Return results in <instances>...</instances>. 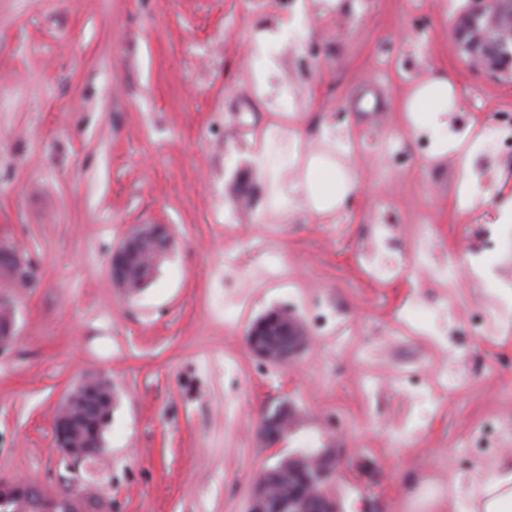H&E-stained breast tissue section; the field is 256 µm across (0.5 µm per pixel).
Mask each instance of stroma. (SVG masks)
<instances>
[{"label":"stroma","mask_w":512,"mask_h":512,"mask_svg":"<svg viewBox=\"0 0 512 512\" xmlns=\"http://www.w3.org/2000/svg\"><path fill=\"white\" fill-rule=\"evenodd\" d=\"M424 0H0V237L35 261L0 352V479L66 494L89 488L105 512H245L260 470L322 447L316 415L341 420L329 491L342 512H449L454 478L512 448V336L484 342L479 311L512 314V161L479 152L483 113H512V78L479 75L456 53L449 2ZM300 20L302 39L267 41ZM282 73L259 89L263 57ZM446 79L445 123L411 114L413 92ZM334 154L361 175L343 206L273 208L258 163L299 174L286 147ZM465 144L497 229L481 230L448 191ZM386 219L400 249L430 244L405 278L366 277L358 259ZM135 224L168 225L153 282L123 299L113 247ZM342 233H333V225ZM240 258L235 285L224 259ZM450 309L448 344L417 334ZM330 306L341 330L315 320ZM281 308L310 342L287 365L253 356L247 331ZM117 403L95 457L66 459L56 409L85 376ZM431 400L416 403L415 385ZM290 402L282 447L256 425ZM487 428L483 441L475 426Z\"/></svg>","instance_id":"1"}]
</instances>
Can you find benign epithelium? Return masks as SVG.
Wrapping results in <instances>:
<instances>
[{
    "instance_id": "obj_1",
    "label": "benign epithelium",
    "mask_w": 512,
    "mask_h": 512,
    "mask_svg": "<svg viewBox=\"0 0 512 512\" xmlns=\"http://www.w3.org/2000/svg\"><path fill=\"white\" fill-rule=\"evenodd\" d=\"M456 50L485 75L512 76V0H469L468 8L453 22ZM152 225L135 224L113 249L109 272L112 283L124 297L139 293L129 280L125 265L150 236ZM0 280L18 288L34 287L32 260L21 247L0 239ZM16 336L15 305L8 295H0V352L9 348ZM308 340L303 323L286 310H274L252 323L247 333L250 351L259 359L277 365L292 361ZM112 403V381L89 375L70 390L59 404L54 420V438L72 460L96 455L103 447L99 431L84 430L88 422H98L102 403ZM294 431V416L286 405L262 415L256 435L260 443L273 447ZM339 455L335 443L314 452H293L278 464L264 469L256 478L246 512H268L270 496L281 488L294 494L295 512H341L340 503L324 491L336 475ZM0 512H99L95 496L82 489L64 496L50 495L35 485L5 483L0 480Z\"/></svg>"
}]
</instances>
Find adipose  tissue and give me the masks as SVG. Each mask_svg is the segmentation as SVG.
Returning a JSON list of instances; mask_svg holds the SVG:
<instances>
[{
  "mask_svg": "<svg viewBox=\"0 0 512 512\" xmlns=\"http://www.w3.org/2000/svg\"><path fill=\"white\" fill-rule=\"evenodd\" d=\"M269 190L276 203L302 199L310 208L327 212L338 208L358 187L353 168L333 163L320 155L309 156L294 181L283 179L278 171H266ZM458 512H512V449H507L490 471L470 481V487L457 501Z\"/></svg>",
  "mask_w": 512,
  "mask_h": 512,
  "instance_id": "obj_1",
  "label": "adipose tissue"
}]
</instances>
